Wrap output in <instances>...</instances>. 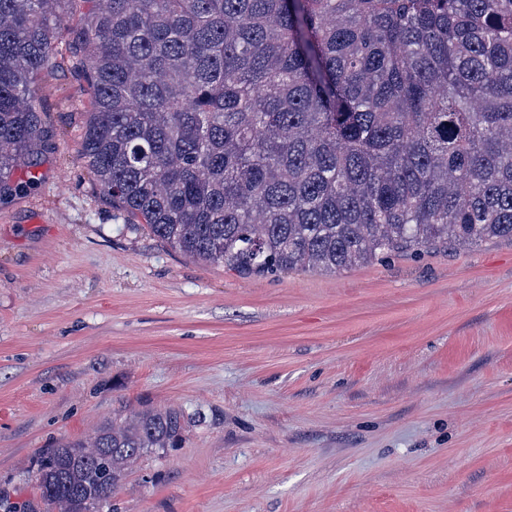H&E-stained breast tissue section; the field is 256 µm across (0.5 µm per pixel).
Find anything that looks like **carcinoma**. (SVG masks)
<instances>
[{"instance_id": "obj_1", "label": "carcinoma", "mask_w": 512, "mask_h": 512, "mask_svg": "<svg viewBox=\"0 0 512 512\" xmlns=\"http://www.w3.org/2000/svg\"><path fill=\"white\" fill-rule=\"evenodd\" d=\"M69 39L81 156L136 223L239 277L512 238V0H0V196ZM184 429L145 408L43 450L28 512H101Z\"/></svg>"}]
</instances>
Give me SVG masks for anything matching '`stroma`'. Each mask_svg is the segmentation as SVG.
<instances>
[{"instance_id": "35a3bbf8", "label": "stroma", "mask_w": 512, "mask_h": 512, "mask_svg": "<svg viewBox=\"0 0 512 512\" xmlns=\"http://www.w3.org/2000/svg\"><path fill=\"white\" fill-rule=\"evenodd\" d=\"M38 182L0 198V512L41 449L184 416L104 512H512V240L242 279L113 205L67 39Z\"/></svg>"}]
</instances>
